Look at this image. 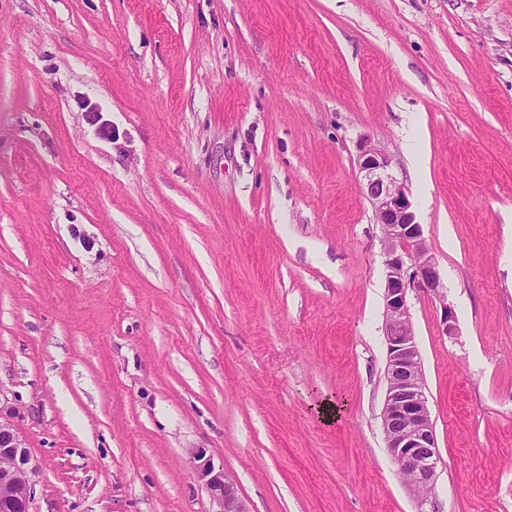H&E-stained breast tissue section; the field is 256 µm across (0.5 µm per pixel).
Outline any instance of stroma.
<instances>
[{
	"instance_id": "obj_1",
	"label": "stroma",
	"mask_w": 512,
	"mask_h": 512,
	"mask_svg": "<svg viewBox=\"0 0 512 512\" xmlns=\"http://www.w3.org/2000/svg\"><path fill=\"white\" fill-rule=\"evenodd\" d=\"M391 158L435 512H512V0H0V405L30 512H416L386 448ZM339 407L325 419L327 405ZM192 459L198 481L219 506L215 512H251L245 499L239 495L235 480L224 472L223 467H216L204 449L193 451Z\"/></svg>"
}]
</instances>
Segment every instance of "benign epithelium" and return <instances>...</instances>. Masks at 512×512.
Listing matches in <instances>:
<instances>
[{
	"instance_id": "obj_1",
	"label": "benign epithelium",
	"mask_w": 512,
	"mask_h": 512,
	"mask_svg": "<svg viewBox=\"0 0 512 512\" xmlns=\"http://www.w3.org/2000/svg\"><path fill=\"white\" fill-rule=\"evenodd\" d=\"M357 164L375 223L380 227L386 269L387 390L382 427L403 484L415 498L417 512H427V508L434 507L431 494L437 479L439 453L408 291L419 288L438 298L446 335L454 330V315L445 301L437 262L415 220L406 188L389 172L390 156L366 142L360 147ZM192 459L198 481L219 506L217 512H250L235 480L224 468L215 466L205 450L193 451ZM36 474L37 467L23 432L14 421L0 418V485L23 490L19 495L0 496V512H29Z\"/></svg>"
}]
</instances>
